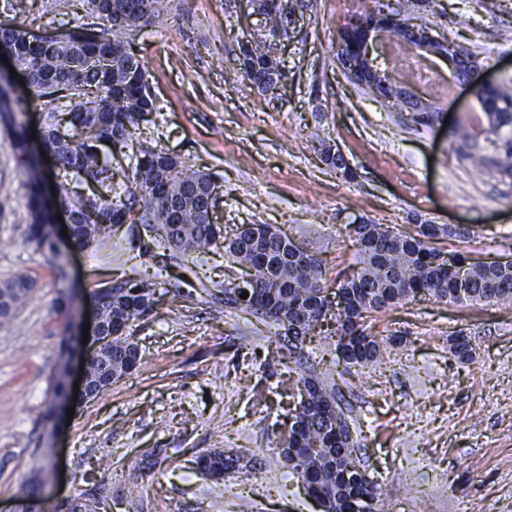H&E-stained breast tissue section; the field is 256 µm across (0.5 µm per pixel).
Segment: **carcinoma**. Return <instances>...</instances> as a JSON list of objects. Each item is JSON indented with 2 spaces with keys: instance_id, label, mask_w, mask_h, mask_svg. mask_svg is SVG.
Returning a JSON list of instances; mask_svg holds the SVG:
<instances>
[{
  "instance_id": "1",
  "label": "carcinoma",
  "mask_w": 512,
  "mask_h": 512,
  "mask_svg": "<svg viewBox=\"0 0 512 512\" xmlns=\"http://www.w3.org/2000/svg\"><path fill=\"white\" fill-rule=\"evenodd\" d=\"M95 21L87 24L90 35L78 28L59 38L33 41L30 30L15 25L0 27V50L15 58L27 74L33 100L41 103L44 116L43 148L54 157L63 181L73 177L79 182L92 178L99 191L89 195L64 194L57 205L75 216L74 247L98 253L117 236L112 217L125 224L151 227L153 235L142 250L156 249L182 256L183 275L175 289L167 267L132 268V274L120 277L110 292L111 302L103 311L104 320L124 331L112 336L98 355L87 361V372L106 387L137 367L141 355L131 341L134 322L148 316L155 305L156 290L170 297L171 303L184 297L181 285L190 284L188 275L198 276L197 260L218 246L233 263L245 266L252 277V293L247 305L231 298L236 287L224 286L227 303L236 310L255 317L274 330L275 342L288 344L296 361L304 356L306 337L289 339L283 334L285 323L304 326L309 331L319 321L334 322L333 333L350 337L352 362L348 367L377 365L388 345L386 339L368 332L365 321L382 312L414 300L424 293L450 303H498L512 301V267L497 262H472L465 253L457 255L459 267L435 261L436 239L448 236L462 244L469 241V231L461 226L441 227L421 224L414 235L391 237L382 225L371 222L346 225L347 236L356 247V268L352 274L336 278V286L347 296L344 308L323 315L328 307L327 283L322 261L282 238L275 230L270 236L254 240L250 232L224 236L223 230L209 222L204 201L215 195V176L186 165L158 147H142L131 154L132 181L114 182L112 164L100 151V142L128 147L133 129L139 127L143 112L160 111L158 99L149 83L146 69L130 42L121 34L151 24L167 11L169 0H111L113 8L104 12L99 0H83ZM240 76L262 93L278 89L282 75L276 62L260 43L251 44ZM494 112L484 113L487 128L482 130L488 147L478 146V135L460 123L455 135L457 152L476 170L493 172L502 180H512V80L504 79L490 93ZM13 129V146L22 164L29 170V200L32 221L24 243L41 254L58 273L63 261L53 249L45 226L50 213L42 204L40 177L36 172L38 157L27 146L25 121L8 112ZM92 210L107 222H84ZM178 228L169 234L168 225ZM36 280L25 271L0 280V328L8 327L16 311L32 295ZM449 352L461 363L473 361V348L464 336L449 338ZM298 383L312 384L311 400L295 415L280 443L284 460L293 456V469L307 490L321 499L326 512H350L355 500L368 495L375 502L374 512H388L379 487L346 479L344 473L353 461L339 452L333 440L331 421L344 416L337 402L336 386L317 374H306ZM239 459L222 451H209L195 458L196 469L209 479L220 482L236 467Z\"/></svg>"
}]
</instances>
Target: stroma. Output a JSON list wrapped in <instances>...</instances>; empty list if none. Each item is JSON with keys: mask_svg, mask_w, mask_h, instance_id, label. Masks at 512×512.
<instances>
[{"mask_svg": "<svg viewBox=\"0 0 512 512\" xmlns=\"http://www.w3.org/2000/svg\"><path fill=\"white\" fill-rule=\"evenodd\" d=\"M400 2L432 34L476 54L490 76L512 78V0ZM12 3L0 26L46 33L88 21L82 0ZM374 8L375 0H303L289 35L276 38L251 0H174L166 19L128 36L161 107L141 123L143 139L216 175L213 221L225 234L273 225L315 253L330 281L354 268L345 227L363 220L403 235L461 224L468 243L439 239L442 253L512 259V181L477 173L453 144L457 122L485 124L468 90L457 88L441 101L442 116L412 129L340 69L339 30ZM246 40L265 42L281 65L275 93L241 78ZM12 136L0 122V239L12 242L0 248V279L26 271L38 288L0 330V512H14L33 475L43 512H67L80 494L112 512H316L278 450L308 371L332 375L340 407L358 421L357 454L390 512H512V302L426 296L374 314V335L405 339L376 368L346 369L335 339L323 335L305 343L302 362L283 361L261 323L225 305L224 286L243 269L219 249L198 269L204 288L136 322L139 367L52 427L43 413L63 363L53 300L72 296L68 319L81 325L100 279L122 267L178 266L156 253L92 258L66 249L55 271L23 242L28 190ZM328 145L343 152L353 178L326 166ZM455 334L469 337L472 362L450 354ZM213 449L240 459L220 484L193 466ZM147 451L157 466L131 474L129 460Z\"/></svg>", "mask_w": 512, "mask_h": 512, "instance_id": "obj_1", "label": "stroma"}]
</instances>
